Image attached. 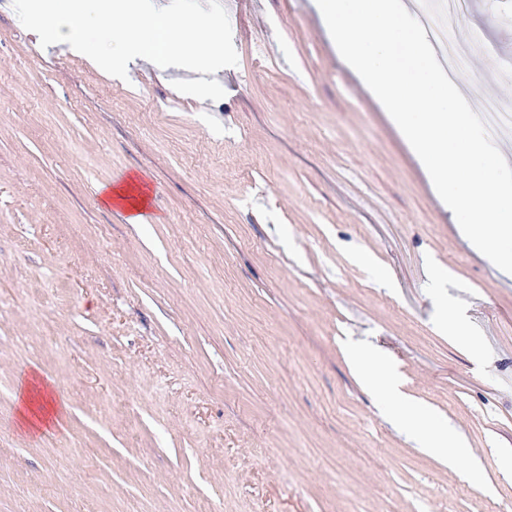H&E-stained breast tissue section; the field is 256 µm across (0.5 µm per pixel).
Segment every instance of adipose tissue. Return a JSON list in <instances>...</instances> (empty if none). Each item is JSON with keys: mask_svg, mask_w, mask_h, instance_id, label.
Returning <instances> with one entry per match:
<instances>
[{"mask_svg": "<svg viewBox=\"0 0 512 512\" xmlns=\"http://www.w3.org/2000/svg\"><path fill=\"white\" fill-rule=\"evenodd\" d=\"M350 359L363 386L388 400L397 419L412 432L425 434L426 448L452 460L465 456L466 451L455 434L447 426L437 423L413 398L401 390L398 380L373 351L354 350Z\"/></svg>", "mask_w": 512, "mask_h": 512, "instance_id": "1", "label": "adipose tissue"}]
</instances>
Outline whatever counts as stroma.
<instances>
[{
  "label": "stroma",
  "mask_w": 512,
  "mask_h": 512,
  "mask_svg": "<svg viewBox=\"0 0 512 512\" xmlns=\"http://www.w3.org/2000/svg\"><path fill=\"white\" fill-rule=\"evenodd\" d=\"M221 2L246 34L214 89L114 78L0 0V512H512V275L316 0ZM461 31L487 47L462 95L512 104V0ZM131 179L140 222L105 199ZM357 344L468 456L386 420Z\"/></svg>",
  "instance_id": "35a3bbf8"
}]
</instances>
